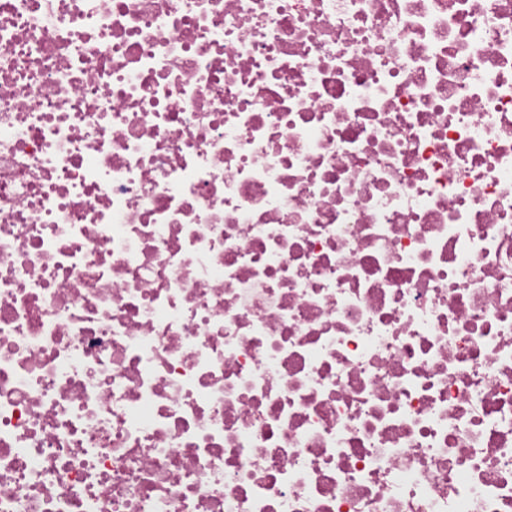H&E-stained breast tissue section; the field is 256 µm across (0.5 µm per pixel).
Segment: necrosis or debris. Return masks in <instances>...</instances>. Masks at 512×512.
Masks as SVG:
<instances>
[{
    "instance_id": "1",
    "label": "necrosis or debris",
    "mask_w": 512,
    "mask_h": 512,
    "mask_svg": "<svg viewBox=\"0 0 512 512\" xmlns=\"http://www.w3.org/2000/svg\"><path fill=\"white\" fill-rule=\"evenodd\" d=\"M0 512H512V0H0Z\"/></svg>"
}]
</instances>
